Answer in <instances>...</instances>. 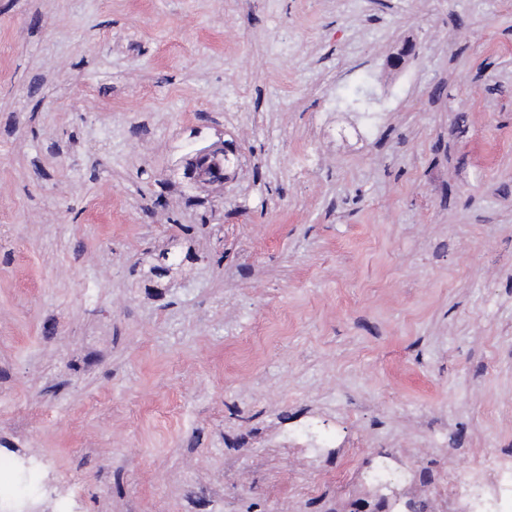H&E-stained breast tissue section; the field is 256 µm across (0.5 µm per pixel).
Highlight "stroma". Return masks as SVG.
<instances>
[{
  "label": "stroma",
  "mask_w": 512,
  "mask_h": 512,
  "mask_svg": "<svg viewBox=\"0 0 512 512\" xmlns=\"http://www.w3.org/2000/svg\"><path fill=\"white\" fill-rule=\"evenodd\" d=\"M510 42L512 0H0V466L44 512H512ZM224 150L222 147L208 148L196 153L194 162L187 169L186 175H188V178L195 180L203 176L214 177L221 170ZM219 156H222V158ZM239 162V154L236 151L230 152L227 150L226 159L224 156V168H235L239 165ZM41 455L37 452H29L21 461L12 463L10 470L0 477V510L2 512H26L16 511L23 508L30 509L37 502L46 497L49 493V487L43 481L40 475ZM19 474L30 476L33 481L30 490L22 495L16 496L10 489Z\"/></svg>",
  "instance_id": "1"
}]
</instances>
